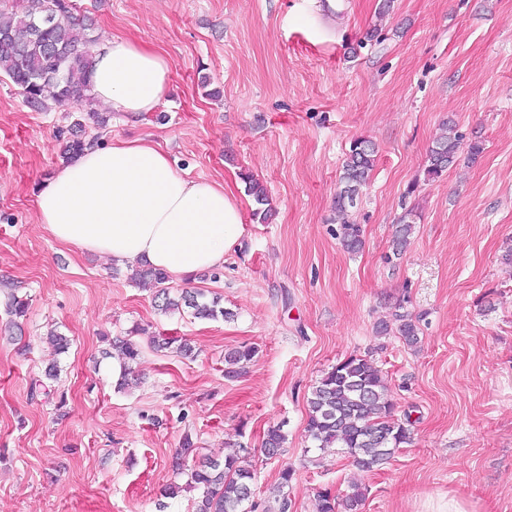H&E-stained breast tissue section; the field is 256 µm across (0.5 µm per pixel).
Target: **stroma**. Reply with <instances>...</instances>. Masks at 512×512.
Returning <instances> with one entry per match:
<instances>
[{"label": "stroma", "mask_w": 512, "mask_h": 512, "mask_svg": "<svg viewBox=\"0 0 512 512\" xmlns=\"http://www.w3.org/2000/svg\"><path fill=\"white\" fill-rule=\"evenodd\" d=\"M73 2L100 39L166 57L155 111L86 132L150 140L181 173L232 191L244 224L223 268L167 285L220 297L234 317L162 313L127 267L49 236L35 197L75 115L28 106L0 76V286L30 303L14 329L0 303V512H195L174 467L187 434L198 458L245 457L267 512L287 466L290 512H320L319 490L341 498L354 480L368 489L360 512H512V0H342L336 13L325 0ZM449 121L458 159L431 180L427 154ZM358 138L377 155L348 213L365 241L351 253L334 198ZM245 172L268 192L269 222ZM408 210L414 234L393 260ZM401 297L419 319L414 348L374 330ZM53 328L68 352L47 343ZM124 336L141 356L138 385L120 391L109 341ZM162 337L188 339L191 355L157 348ZM244 344L257 355L225 377V353ZM353 354L414 422L412 444L368 472L305 431L313 386ZM277 423L286 443L269 459L262 435ZM173 482L182 492L163 497Z\"/></svg>", "instance_id": "stroma-1"}]
</instances>
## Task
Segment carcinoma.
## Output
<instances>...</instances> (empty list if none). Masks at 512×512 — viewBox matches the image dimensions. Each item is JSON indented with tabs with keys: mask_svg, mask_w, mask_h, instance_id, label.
I'll list each match as a JSON object with an SVG mask.
<instances>
[{
	"mask_svg": "<svg viewBox=\"0 0 512 512\" xmlns=\"http://www.w3.org/2000/svg\"><path fill=\"white\" fill-rule=\"evenodd\" d=\"M76 17L70 0H23L21 9L0 4V74L7 76L19 89L24 101L43 108L51 101L59 107H85L92 111V89L88 80L92 66L93 47L97 38L88 33L75 32ZM449 133L436 139L429 149L426 176L438 178L454 161L461 135L453 127ZM83 124L75 122L69 129L66 144L68 157L73 158L92 146V140L81 135ZM375 147L365 139L354 140L342 166L341 186L336 192V213L345 215L356 207L375 163ZM247 192L261 205L255 215L266 221L272 208L264 187L252 176L245 175ZM414 214L402 215L392 239L393 255L400 256L409 242L414 227ZM336 236L350 252H357L364 244L363 229L359 224L342 221ZM133 278L158 287L156 298L164 311L187 309L202 320L226 318L229 312L219 302L203 300L199 292L183 291L177 297L169 294L164 284L169 276L159 269L146 266L135 270ZM405 300L395 305L393 322L381 321L376 333L386 335L391 330L408 346L419 343L417 320L405 310ZM29 302L14 292L7 293L6 311L21 318L26 316ZM124 359L119 386L134 380L132 365L140 358V346L130 340L119 341ZM257 353L251 345H243L224 355V375L236 377ZM307 432L316 447L341 448L352 458L360 472L385 463L396 450L411 442L410 415L399 418L395 405L388 398L387 384L381 370L371 360L350 355L339 361L317 381L308 398ZM285 434L283 425L267 429L261 443L262 452L273 457L281 453ZM294 472L286 467L280 471L276 486L279 512H289L291 500L285 488L293 480ZM255 472L236 453L224 459L205 458L190 469L186 488L202 490L196 512H257L258 502L252 496ZM367 488L359 481L350 483V493L342 505L348 512H358L366 499ZM320 512H338L336 495L328 489L318 492Z\"/></svg>",
	"mask_w": 512,
	"mask_h": 512,
	"instance_id": "carcinoma-1",
	"label": "carcinoma"
}]
</instances>
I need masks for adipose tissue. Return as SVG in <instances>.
Segmentation results:
<instances>
[{
    "mask_svg": "<svg viewBox=\"0 0 512 512\" xmlns=\"http://www.w3.org/2000/svg\"><path fill=\"white\" fill-rule=\"evenodd\" d=\"M169 73L162 54L116 34L94 50L89 79L97 103L139 116L158 107ZM35 211L62 244L179 279L223 267L243 224L223 184L180 174L144 139H116L62 162L37 194Z\"/></svg>",
    "mask_w": 512,
    "mask_h": 512,
    "instance_id": "1",
    "label": "adipose tissue"
}]
</instances>
